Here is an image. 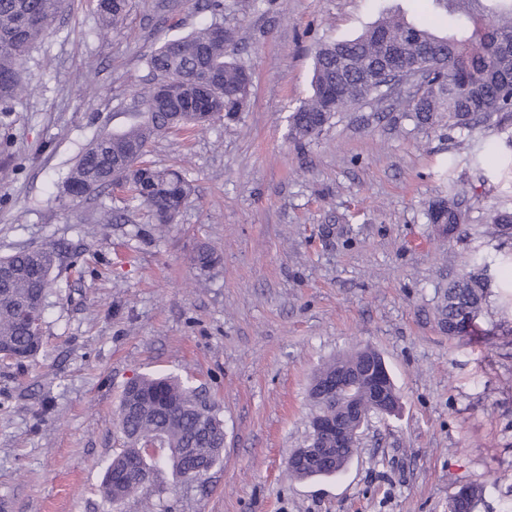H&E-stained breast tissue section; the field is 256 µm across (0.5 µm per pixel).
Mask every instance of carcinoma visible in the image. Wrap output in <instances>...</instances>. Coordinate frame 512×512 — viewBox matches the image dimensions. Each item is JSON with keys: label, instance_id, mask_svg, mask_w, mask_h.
<instances>
[{"label": "carcinoma", "instance_id": "cac0c4a2", "mask_svg": "<svg viewBox=\"0 0 512 512\" xmlns=\"http://www.w3.org/2000/svg\"><path fill=\"white\" fill-rule=\"evenodd\" d=\"M452 13L467 17L469 35H440L416 26L399 15L383 14L355 39L320 45L314 55L312 94L289 116V137L307 141L346 109L367 101L385 100L382 84L388 47H402L410 64L425 66L430 86L406 95L404 116L420 128L448 126L462 135L459 144L471 148L470 132L500 114L512 112V68L502 65L512 48V4L491 14L475 8L480 0H434ZM128 0H96L101 28L121 26ZM64 0H0V112L26 92L23 65L31 52L51 33ZM211 20L184 36L165 40L147 59L152 77L148 90L134 95L139 119L122 131L99 134L80 154L60 186V197L86 198L121 184L130 199L145 206L159 224H172L193 195L186 173L170 168H142V157L161 137L191 130L243 111L252 94V75L234 60L231 32L218 34L222 0H203ZM174 84L178 94L163 98L160 86ZM466 202L461 191L439 200L428 211L431 224L454 232ZM489 223L512 236V213L496 210ZM60 260L54 246L19 250L0 259V357L19 363L42 348V325L30 326L28 312L44 316ZM491 280L484 270H472L448 285L439 308L442 329L450 336H466L486 303ZM382 361L376 352L357 348L326 363L316 374L309 398L316 412H336V398L327 383L336 379L338 366H355L365 356ZM124 447L110 460L101 487L102 498L117 506L131 494L147 489L135 465L153 474L155 463L166 460L176 478L202 466L209 470L224 458V421L215 406L189 382L176 377L141 376L125 386L117 410ZM360 431L348 429V443L336 465L292 467L295 479L330 476L342 471L353 457ZM484 486L470 484L452 498L450 512H475Z\"/></svg>", "mask_w": 512, "mask_h": 512}]
</instances>
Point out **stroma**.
I'll use <instances>...</instances> for the list:
<instances>
[{"instance_id": "1", "label": "stroma", "mask_w": 512, "mask_h": 512, "mask_svg": "<svg viewBox=\"0 0 512 512\" xmlns=\"http://www.w3.org/2000/svg\"><path fill=\"white\" fill-rule=\"evenodd\" d=\"M384 11L464 32L432 0H224L253 94L236 119L155 143L149 162L195 188L163 226L121 193L57 191L94 136L135 121L147 57L204 19L197 0H128L115 31L95 0H72L31 52L28 90L0 125V256L55 244L62 264L40 353L0 359V512H112L99 486L123 444L114 412L143 374L203 390L224 461L191 483L160 468L121 512H448L466 484L485 487L476 512H512V239L487 222L512 211V117L472 130L493 148L478 162L456 131L415 129L398 97L384 118L362 105L315 140L288 136L316 46ZM461 187L467 209L447 236L425 212ZM204 245L219 256L206 272L191 262ZM483 266L478 326L448 337L442 294ZM365 346L384 358L399 414L370 419L343 473L291 478L314 374Z\"/></svg>"}]
</instances>
